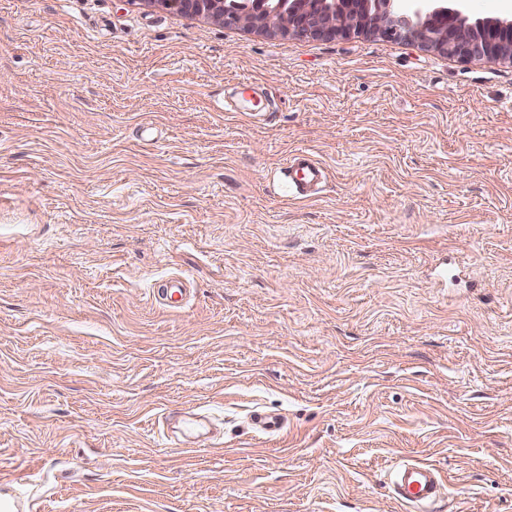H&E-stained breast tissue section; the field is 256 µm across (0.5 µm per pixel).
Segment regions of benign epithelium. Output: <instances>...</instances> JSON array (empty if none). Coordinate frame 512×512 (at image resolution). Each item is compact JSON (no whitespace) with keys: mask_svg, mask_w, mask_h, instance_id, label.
Instances as JSON below:
<instances>
[{"mask_svg":"<svg viewBox=\"0 0 512 512\" xmlns=\"http://www.w3.org/2000/svg\"><path fill=\"white\" fill-rule=\"evenodd\" d=\"M466 0L449 8L443 0H336V15L320 9H306L288 16L281 26L275 13L259 15L253 26L306 37H347L351 34L377 35L404 40L462 61L495 58L512 61V20L494 19L483 29L468 22ZM164 6L183 13H206L238 24L244 19L223 10V0H164Z\"/></svg>","mask_w":512,"mask_h":512,"instance_id":"obj_1","label":"benign epithelium"}]
</instances>
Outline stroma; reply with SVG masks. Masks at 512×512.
Wrapping results in <instances>:
<instances>
[{"label": "stroma", "mask_w": 512, "mask_h": 512, "mask_svg": "<svg viewBox=\"0 0 512 512\" xmlns=\"http://www.w3.org/2000/svg\"><path fill=\"white\" fill-rule=\"evenodd\" d=\"M405 459L512 512V63L0 0V502L404 512ZM291 194L298 198L317 195L326 180L323 166L307 151L290 155L283 168Z\"/></svg>", "instance_id": "stroma-1"}]
</instances>
